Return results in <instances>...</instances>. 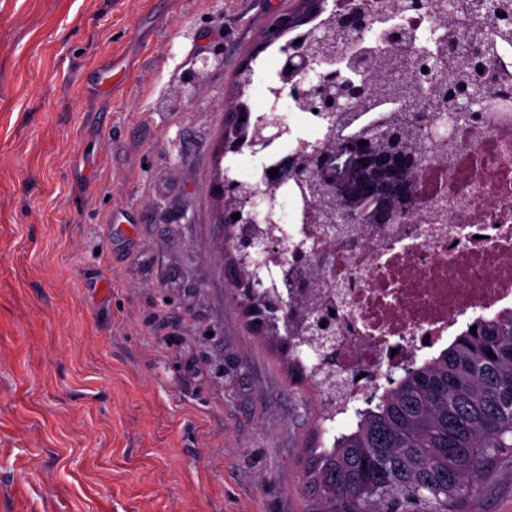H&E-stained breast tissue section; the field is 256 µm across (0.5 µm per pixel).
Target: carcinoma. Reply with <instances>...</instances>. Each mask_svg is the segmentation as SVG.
<instances>
[{
  "label": "carcinoma",
  "instance_id": "cac0c4a2",
  "mask_svg": "<svg viewBox=\"0 0 512 512\" xmlns=\"http://www.w3.org/2000/svg\"><path fill=\"white\" fill-rule=\"evenodd\" d=\"M239 304L279 334L262 291L241 285ZM386 382L307 472L317 512H476L512 461V311L474 319Z\"/></svg>",
  "mask_w": 512,
  "mask_h": 512
}]
</instances>
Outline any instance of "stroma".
Instances as JSON below:
<instances>
[{
    "instance_id": "1",
    "label": "stroma",
    "mask_w": 512,
    "mask_h": 512,
    "mask_svg": "<svg viewBox=\"0 0 512 512\" xmlns=\"http://www.w3.org/2000/svg\"><path fill=\"white\" fill-rule=\"evenodd\" d=\"M295 5L0 0V512H312L349 421L216 259L225 103ZM239 288L240 307L247 314L251 315L252 318L259 319L266 333H270L271 336H278L279 323L275 320L267 321L265 318L266 307L270 303L263 296V291H260L258 288L253 291H246L245 288H248L246 284L239 286Z\"/></svg>"
}]
</instances>
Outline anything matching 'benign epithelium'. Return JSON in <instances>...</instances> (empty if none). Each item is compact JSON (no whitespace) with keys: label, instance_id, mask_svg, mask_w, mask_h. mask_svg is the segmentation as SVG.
I'll return each mask as SVG.
<instances>
[{"label":"benign epithelium","instance_id":"7a95c632","mask_svg":"<svg viewBox=\"0 0 512 512\" xmlns=\"http://www.w3.org/2000/svg\"><path fill=\"white\" fill-rule=\"evenodd\" d=\"M472 3L475 9L499 18L498 30H512V15L503 12L498 0ZM428 4L438 6L443 17L453 20L456 0H396L380 44L338 49L330 41L329 32L312 29L305 53L285 51L288 77L302 72L317 74L316 82L304 86L300 96L324 113L335 142L316 139L299 152L281 156L275 165L277 172L265 176L267 210H275L277 190L288 183L310 186L316 198L310 210L312 223L329 231L339 224H393L413 211H427L442 204L465 211L466 193L458 186L445 183L434 193L419 187L416 177L424 149L417 147L423 136L416 113H429L433 123L447 116L459 128H472L474 121L491 108L492 94L482 83L470 79L473 70L488 67V49L475 44L476 34L463 33L460 52L454 47L416 52L413 37L398 17ZM333 14L336 27L350 33L354 41L374 36L371 18L364 9H335ZM419 64L426 66L429 74L422 98H394L392 102L401 103V108L390 112L382 123L360 136L342 134L337 119L361 107L366 93L364 76L376 74L389 86H402L414 82ZM286 133L280 115L271 112L266 124L255 128L250 147L262 156ZM363 140L364 146L360 145ZM220 192L226 220H231L234 213L255 211L253 187L226 178Z\"/></svg>","mask_w":512,"mask_h":512}]
</instances>
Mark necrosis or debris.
Masks as SVG:
<instances>
[{"instance_id": "4bbe7bcc", "label": "necrosis or debris", "mask_w": 512, "mask_h": 512, "mask_svg": "<svg viewBox=\"0 0 512 512\" xmlns=\"http://www.w3.org/2000/svg\"><path fill=\"white\" fill-rule=\"evenodd\" d=\"M263 111L280 114L288 128V147L314 138L317 114L303 109L280 71L260 69ZM457 144L452 163L427 152L421 178L435 186L444 180L468 185L467 161H484V192L469 208V220L451 213L420 212L399 224H354L349 233L327 235L302 221L295 207L288 223L278 225L260 248L274 282L296 280L300 271L330 255L328 285L320 296L336 309L331 336L296 329L300 354L319 347L307 371L322 383L333 370L339 385L324 394L329 416L347 414L386 373L409 361H422L453 340L463 319L512 310V128L461 132L448 126Z\"/></svg>"}]
</instances>
